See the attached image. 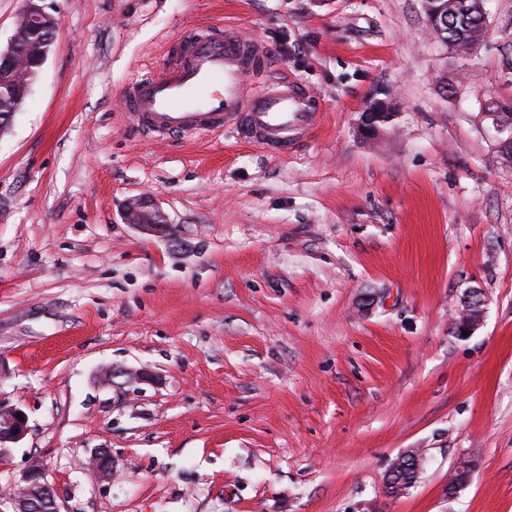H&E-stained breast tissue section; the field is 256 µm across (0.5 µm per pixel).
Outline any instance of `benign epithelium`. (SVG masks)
<instances>
[{"label":"benign epithelium","instance_id":"obj_1","mask_svg":"<svg viewBox=\"0 0 512 512\" xmlns=\"http://www.w3.org/2000/svg\"><path fill=\"white\" fill-rule=\"evenodd\" d=\"M59 27L54 14L38 4V0H24L6 49H0V93L6 92L16 98L28 94L32 86L29 77L42 69ZM512 110V104H487L484 116L491 120L494 137L503 146L512 144V130L505 126L501 115ZM122 218L145 234L169 235V225L147 223L151 214L162 215L155 203L144 195L127 198L121 208ZM484 300L477 289L464 296L459 318L455 323L458 335L472 332L483 315ZM21 409L0 405V447L19 442L26 434V418L17 417ZM89 466L103 481H112L114 468L112 454L107 448H99L89 458ZM13 512H60L54 488L45 479L43 466L32 462L24 472L17 491L9 494Z\"/></svg>","mask_w":512,"mask_h":512}]
</instances>
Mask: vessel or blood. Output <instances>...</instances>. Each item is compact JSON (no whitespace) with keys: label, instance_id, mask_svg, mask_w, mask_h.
I'll list each match as a JSON object with an SVG mask.
<instances>
[{"label":"vessel or blood","instance_id":"1","mask_svg":"<svg viewBox=\"0 0 512 512\" xmlns=\"http://www.w3.org/2000/svg\"><path fill=\"white\" fill-rule=\"evenodd\" d=\"M268 60L266 47L241 29H189L160 69L126 86L127 116L155 140L208 138L231 128L265 150L292 152L320 125L321 100L292 78L248 85V76L267 70Z\"/></svg>","mask_w":512,"mask_h":512}]
</instances>
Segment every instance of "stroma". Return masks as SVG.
<instances>
[{
  "label": "stroma",
  "mask_w": 512,
  "mask_h": 512,
  "mask_svg": "<svg viewBox=\"0 0 512 512\" xmlns=\"http://www.w3.org/2000/svg\"><path fill=\"white\" fill-rule=\"evenodd\" d=\"M47 6L55 42L0 135V404L28 418L0 488L35 457L60 512H512V159L483 115L512 103V0H488L470 58L422 0ZM227 22L320 95L295 152L131 128L122 87ZM372 99L395 116L367 139ZM138 194L169 237L122 221ZM107 366L152 380L104 385ZM99 448L112 481L83 466ZM483 305L484 300L479 290L474 288L466 293L459 318L455 323V330L459 336H463V332L470 334L479 325L483 315Z\"/></svg>",
  "instance_id": "obj_1"
}]
</instances>
